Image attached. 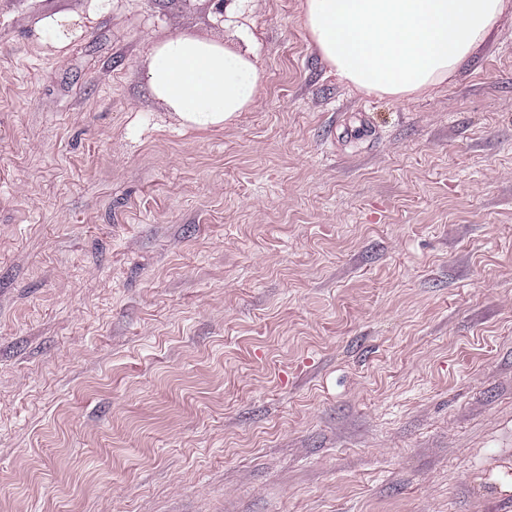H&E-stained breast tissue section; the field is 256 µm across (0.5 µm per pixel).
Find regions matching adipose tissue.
Wrapping results in <instances>:
<instances>
[{"label":"adipose tissue","mask_w":512,"mask_h":512,"mask_svg":"<svg viewBox=\"0 0 512 512\" xmlns=\"http://www.w3.org/2000/svg\"><path fill=\"white\" fill-rule=\"evenodd\" d=\"M303 23L322 58L358 89L411 100L448 79L492 33L512 0H304ZM252 57L176 35L154 46L153 97L182 126H224L255 101Z\"/></svg>","instance_id":"adipose-tissue-1"}]
</instances>
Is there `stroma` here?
I'll return each instance as SVG.
<instances>
[{
    "label": "stroma",
    "mask_w": 512,
    "mask_h": 512,
    "mask_svg": "<svg viewBox=\"0 0 512 512\" xmlns=\"http://www.w3.org/2000/svg\"><path fill=\"white\" fill-rule=\"evenodd\" d=\"M302 4L0 0V512H512V15L398 102ZM261 75L247 53L193 36L176 35L154 46L146 72L153 97L183 127H224L255 101Z\"/></svg>",
    "instance_id": "stroma-1"
}]
</instances>
